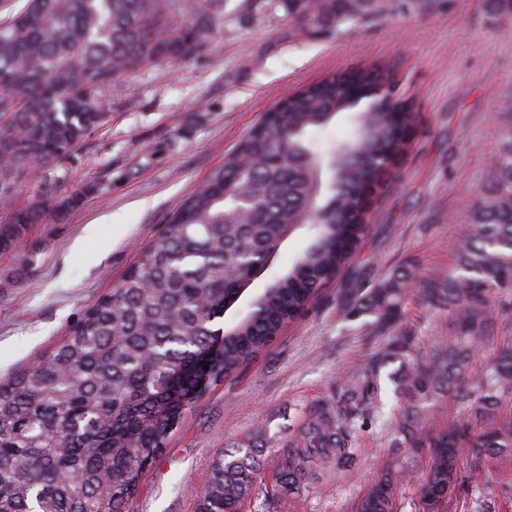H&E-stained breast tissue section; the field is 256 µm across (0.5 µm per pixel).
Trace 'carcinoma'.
I'll use <instances>...</instances> for the list:
<instances>
[{"instance_id":"carcinoma-1","label":"carcinoma","mask_w":512,"mask_h":512,"mask_svg":"<svg viewBox=\"0 0 512 512\" xmlns=\"http://www.w3.org/2000/svg\"><path fill=\"white\" fill-rule=\"evenodd\" d=\"M302 34L332 32L391 12L393 0H263ZM178 8L190 17L176 26ZM214 21L197 0H0V200L32 166L64 162L106 112L100 97L122 75L198 53ZM382 74L357 69L284 97L172 214L137 264L87 310L69 336L30 368L0 383V512H124L185 414L265 350L340 272L367 229L370 195L402 155L417 119L412 102L371 105ZM354 113L348 137L322 146L314 133ZM79 197L46 198L0 224V250L31 224ZM308 225L311 242L288 271L223 318L281 244ZM456 270L428 278L408 266L347 289L339 316L363 319L376 334L401 322L419 292L448 315V335L420 352L419 337L396 336L348 377L344 412L324 403L280 449L274 488L251 448L226 450L210 467L196 512H270L292 499L302 508L313 463L346 468L360 456L352 434L383 420L380 372L400 362L396 444L426 449L421 476L391 465L355 512H397L398 489L416 487L418 512H447L458 494L474 512H494L483 475L512 465V338L489 362L476 351L512 327V126L486 169L485 191L460 225ZM212 357L179 385L172 374L206 351ZM209 370H204V367ZM442 398L463 407L442 428L426 407Z\"/></svg>"}]
</instances>
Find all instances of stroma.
<instances>
[{
	"label": "stroma",
	"mask_w": 512,
	"mask_h": 512,
	"mask_svg": "<svg viewBox=\"0 0 512 512\" xmlns=\"http://www.w3.org/2000/svg\"><path fill=\"white\" fill-rule=\"evenodd\" d=\"M241 7L224 0L196 56L113 83L103 95L108 123L71 159L45 167L42 181L17 179L0 204L1 221L11 207L49 194L80 198L0 251V380L32 366L111 293L184 199L286 94L376 69L412 94L417 122L373 195L349 262L268 350L196 403L127 512H194L213 460L227 448L256 447L267 472L277 470L279 449L305 409L335 401L344 377L385 342L339 318L346 289L404 265L424 276L452 269L457 227L469 219L508 121L512 19L489 15L483 0H437L426 13L396 0L382 18L317 35L295 31L282 12L240 25ZM400 328L426 348L447 335L448 318L415 294ZM356 445L364 453L354 468L318 469L305 512H353L385 464L418 457L375 431Z\"/></svg>",
	"instance_id": "35a3bbf8"
}]
</instances>
